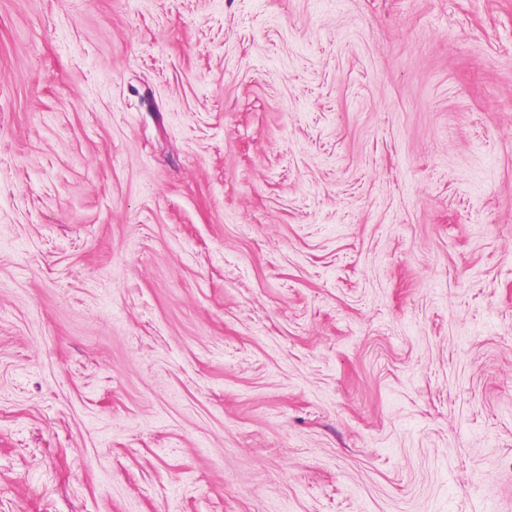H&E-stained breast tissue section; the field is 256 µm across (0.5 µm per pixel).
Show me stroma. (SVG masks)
<instances>
[{
    "instance_id": "obj_1",
    "label": "stroma",
    "mask_w": 512,
    "mask_h": 512,
    "mask_svg": "<svg viewBox=\"0 0 512 512\" xmlns=\"http://www.w3.org/2000/svg\"><path fill=\"white\" fill-rule=\"evenodd\" d=\"M512 512V0H0V512Z\"/></svg>"
}]
</instances>
